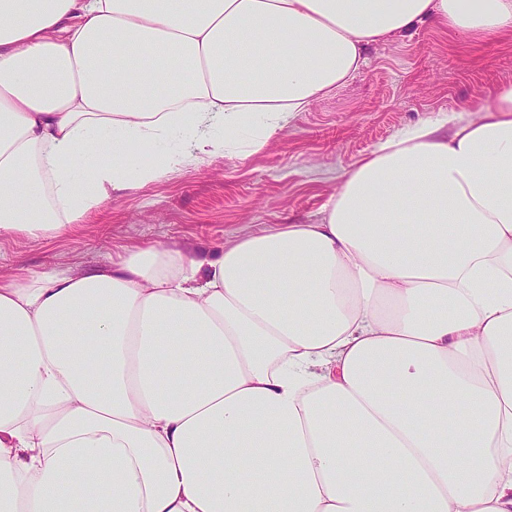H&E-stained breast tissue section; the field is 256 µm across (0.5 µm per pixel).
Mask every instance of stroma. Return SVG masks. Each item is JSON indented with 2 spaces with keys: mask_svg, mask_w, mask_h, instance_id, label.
<instances>
[{
  "mask_svg": "<svg viewBox=\"0 0 512 512\" xmlns=\"http://www.w3.org/2000/svg\"><path fill=\"white\" fill-rule=\"evenodd\" d=\"M360 73L299 113L260 152L217 156L105 203L54 235L0 239V276L88 271L107 255L145 245L212 250L278 224H308L343 169L423 115L489 100L512 81V38L467 42L423 24L371 48Z\"/></svg>",
  "mask_w": 512,
  "mask_h": 512,
  "instance_id": "stroma-1",
  "label": "stroma"
}]
</instances>
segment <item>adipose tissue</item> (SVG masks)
Instances as JSON below:
<instances>
[{
  "label": "adipose tissue",
  "instance_id": "adipose-tissue-1",
  "mask_svg": "<svg viewBox=\"0 0 512 512\" xmlns=\"http://www.w3.org/2000/svg\"><path fill=\"white\" fill-rule=\"evenodd\" d=\"M423 22L512 0H0V238L261 151ZM0 512H512V83L314 223L1 277Z\"/></svg>",
  "mask_w": 512,
  "mask_h": 512
}]
</instances>
